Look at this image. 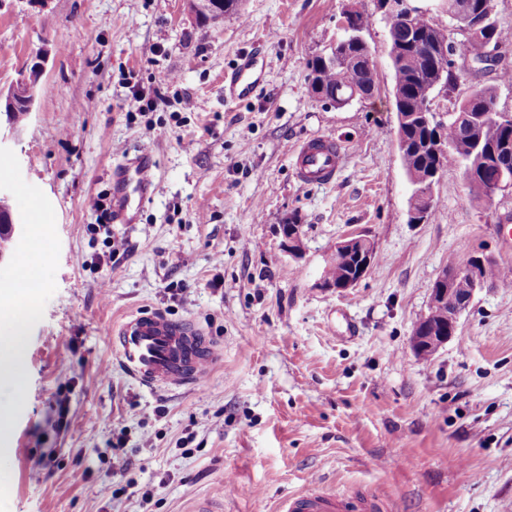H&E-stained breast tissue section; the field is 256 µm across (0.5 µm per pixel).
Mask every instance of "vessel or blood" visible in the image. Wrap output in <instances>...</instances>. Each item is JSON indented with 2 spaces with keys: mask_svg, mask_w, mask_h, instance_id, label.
<instances>
[{
  "mask_svg": "<svg viewBox=\"0 0 512 512\" xmlns=\"http://www.w3.org/2000/svg\"><path fill=\"white\" fill-rule=\"evenodd\" d=\"M347 149L341 141L317 137L297 144L294 167L304 184L328 185L341 172ZM151 151L127 153L112 169V221L133 224L159 190ZM120 362L131 377L148 389L197 387L217 362L218 351L195 324L154 313L127 318L116 332ZM279 512H383L364 494H327L317 489L288 496Z\"/></svg>",
  "mask_w": 512,
  "mask_h": 512,
  "instance_id": "vessel-or-blood-1",
  "label": "vessel or blood"
}]
</instances>
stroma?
Returning a JSON list of instances; mask_svg holds the SVG:
<instances>
[{
  "label": "stroma",
  "instance_id": "obj_1",
  "mask_svg": "<svg viewBox=\"0 0 512 512\" xmlns=\"http://www.w3.org/2000/svg\"><path fill=\"white\" fill-rule=\"evenodd\" d=\"M350 5L373 19L377 85L336 106L312 94L309 63ZM383 15V0H242L201 25L185 0H0V89L44 62L30 121L0 150L25 226L0 286L38 252L22 388L0 387V512H278L315 485L386 512H512V284L476 292L434 356L409 346L445 267L474 253L512 267V192L475 199L451 166L435 216L409 223ZM449 37L459 85L436 111L492 86L511 112L512 40L473 72L465 35ZM247 54L259 79L227 100ZM136 87L163 103L139 112ZM184 96L192 110L174 111ZM316 136L348 148L329 185L295 177L293 148ZM140 146L160 196L137 223L100 224L88 198L108 197L113 164ZM351 235L375 243L372 265L355 288L321 287ZM136 312L206 332L222 357L201 387L149 390L123 371L111 333Z\"/></svg>",
  "mask_w": 512,
  "mask_h": 512
}]
</instances>
